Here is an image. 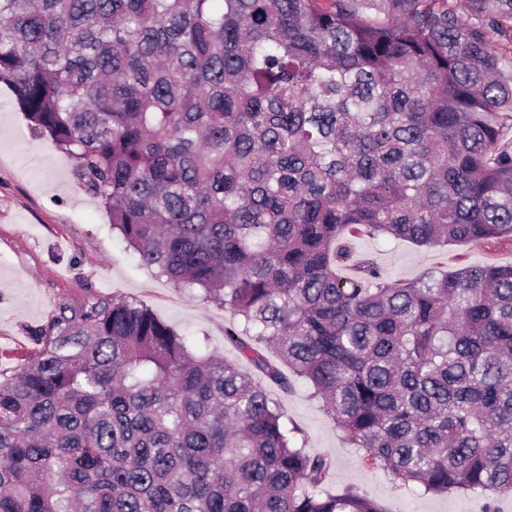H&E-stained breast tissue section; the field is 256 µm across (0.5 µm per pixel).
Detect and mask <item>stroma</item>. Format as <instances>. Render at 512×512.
Segmentation results:
<instances>
[{"instance_id":"1","label":"stroma","mask_w":512,"mask_h":512,"mask_svg":"<svg viewBox=\"0 0 512 512\" xmlns=\"http://www.w3.org/2000/svg\"><path fill=\"white\" fill-rule=\"evenodd\" d=\"M355 257L372 259L392 281L432 270L511 265L512 239L443 248L365 235L345 239ZM119 297L146 306L186 334L200 352L238 360L225 344L229 315L200 293L173 288L140 264L113 232L99 200L74 174L70 158L39 133L0 85V367L15 366L38 348L37 336L61 304ZM288 425L297 426L310 452L328 455L331 489L347 486L393 512H484L485 499L432 495L401 485L364 449L347 444L304 382L285 392L268 385Z\"/></svg>"}]
</instances>
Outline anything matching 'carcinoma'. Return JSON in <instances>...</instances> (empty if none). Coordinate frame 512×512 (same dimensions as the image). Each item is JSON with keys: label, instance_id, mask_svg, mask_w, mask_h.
<instances>
[{"label": "carcinoma", "instance_id": "obj_1", "mask_svg": "<svg viewBox=\"0 0 512 512\" xmlns=\"http://www.w3.org/2000/svg\"><path fill=\"white\" fill-rule=\"evenodd\" d=\"M457 2L0 0V82L253 369L62 305L0 368V512H393L324 488L255 372L404 484L512 492V265L337 272L347 235L512 239V0Z\"/></svg>", "mask_w": 512, "mask_h": 512}]
</instances>
